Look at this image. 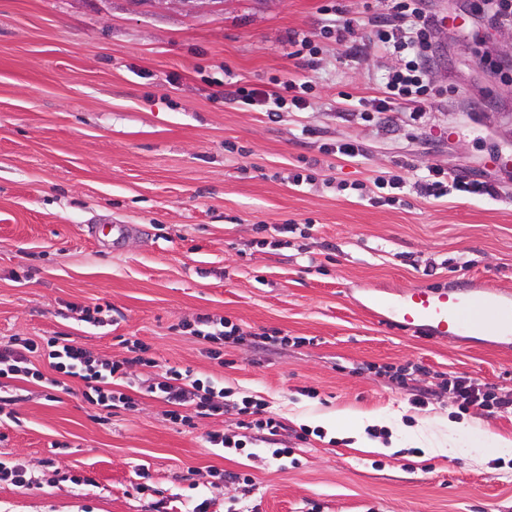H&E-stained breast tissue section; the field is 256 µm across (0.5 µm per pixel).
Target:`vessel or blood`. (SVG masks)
<instances>
[{
    "instance_id": "obj_1",
    "label": "vessel or blood",
    "mask_w": 512,
    "mask_h": 512,
    "mask_svg": "<svg viewBox=\"0 0 512 512\" xmlns=\"http://www.w3.org/2000/svg\"><path fill=\"white\" fill-rule=\"evenodd\" d=\"M487 302L457 288L434 291L414 287L398 300L374 301L377 316L385 321L424 332L440 341H452L470 333L475 326L493 327L500 339L512 338V295L486 285Z\"/></svg>"
}]
</instances>
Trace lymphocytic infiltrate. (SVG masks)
<instances>
[{
	"mask_svg": "<svg viewBox=\"0 0 512 512\" xmlns=\"http://www.w3.org/2000/svg\"><path fill=\"white\" fill-rule=\"evenodd\" d=\"M325 13L331 14L333 23L325 30L335 37L349 58H359L370 49H383L399 56L401 65L388 72L378 97L372 98L375 113L392 111L394 106L406 105L412 117H420L433 101L444 100L448 90L433 84L430 73L434 62L433 41L446 24L441 14L429 7V0H392L390 13L381 18L375 15L364 20L347 16L337 0L324 5ZM370 26L369 39L357 37L360 25ZM310 85L289 79L280 82L278 88L264 91L237 88L233 94L236 102L260 106L269 115L281 112H300L306 109L305 98ZM377 188L412 189L425 198L446 196L449 190L473 195L495 196L497 189L488 181H470L444 169L426 166L413 168L410 178L395 175L378 179ZM129 358L112 361L94 356L88 349L65 336H44L40 340H14L0 345V380L41 379L42 374L31 362L32 354L41 352L48 356L52 367L67 376L84 381V397L98 413L108 414L118 407L132 408L133 399L120 391L116 384L122 380L126 369L132 365L151 366L146 358L147 348L136 342L130 348ZM148 391L161 399L168 407L167 415L173 422L191 425L194 418L218 416L224 412V393L215 389L211 381L191 377L190 374L169 369L150 374ZM448 395L459 410L479 405L500 415H512V394L502 395L486 385L464 377H452L447 381Z\"/></svg>",
	"mask_w": 512,
	"mask_h": 512,
	"instance_id": "lymphocytic-infiltrate-1",
	"label": "lymphocytic infiltrate"
}]
</instances>
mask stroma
<instances>
[{
	"mask_svg": "<svg viewBox=\"0 0 512 512\" xmlns=\"http://www.w3.org/2000/svg\"><path fill=\"white\" fill-rule=\"evenodd\" d=\"M326 3L0 0V344L61 334L116 361L139 341L160 366L224 389L223 415L184 427L135 365L121 386L134 407L98 421L82 380L33 354L43 378L11 382L0 458L41 488L0 482V512H151L131 489L142 470L159 497L201 495L213 512H512V454L494 445L512 440V417L477 405L454 417L442 386L462 375L512 393V349L480 330L434 340L368 312L414 286L512 293V165L492 160L512 151V89L476 59L500 55L505 32L471 14V0H431L451 19L431 73L448 101L415 122L384 118L363 103L399 58L345 57L322 34ZM295 32L310 35L311 58L293 56ZM292 77L311 82L303 111L272 119L232 100L235 87ZM343 142L362 154L326 153ZM407 164L494 180L498 195L376 188ZM116 224L131 228L117 244ZM95 306L108 309L104 324L80 321ZM201 315L244 341L209 358L192 329ZM263 332L278 343H247ZM413 364L425 372L404 387L384 372ZM422 388L430 401L417 408ZM245 396L283 429L237 452L206 447L212 430L243 435ZM450 435L463 454L439 453ZM272 446L294 455L273 459ZM224 470L253 489L222 482Z\"/></svg>",
	"mask_w": 512,
	"mask_h": 512,
	"instance_id": "obj_1",
	"label": "stroma"
}]
</instances>
